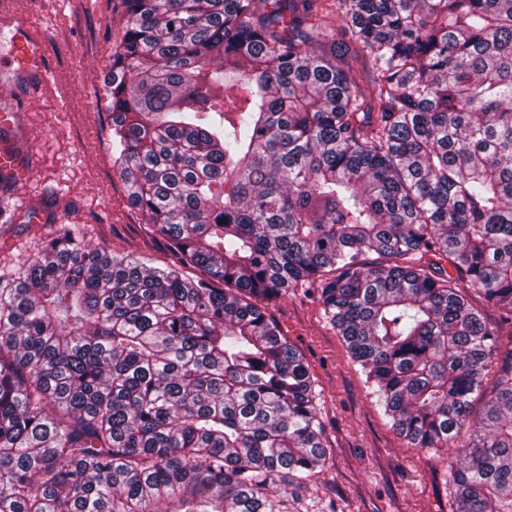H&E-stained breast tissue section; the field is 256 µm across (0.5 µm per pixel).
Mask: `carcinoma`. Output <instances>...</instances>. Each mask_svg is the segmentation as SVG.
<instances>
[{"mask_svg":"<svg viewBox=\"0 0 512 512\" xmlns=\"http://www.w3.org/2000/svg\"><path fill=\"white\" fill-rule=\"evenodd\" d=\"M337 2L126 0L113 164L171 259L65 225L0 276V512H299L305 286L451 512H512V348L458 284L512 317V0Z\"/></svg>","mask_w":512,"mask_h":512,"instance_id":"obj_1","label":"carcinoma"}]
</instances>
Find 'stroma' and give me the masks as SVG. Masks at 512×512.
Masks as SVG:
<instances>
[{
	"instance_id": "obj_1",
	"label": "stroma",
	"mask_w": 512,
	"mask_h": 512,
	"mask_svg": "<svg viewBox=\"0 0 512 512\" xmlns=\"http://www.w3.org/2000/svg\"><path fill=\"white\" fill-rule=\"evenodd\" d=\"M45 47V69L8 66L20 28ZM123 0H0V143L31 169L0 181V274L36 255L60 225L90 245L164 265L163 240L131 206L112 161L103 93L125 38ZM319 394L327 455L302 490L304 512H449L443 453L407 446L368 394L359 365L327 322L317 292L293 288L271 308Z\"/></svg>"
}]
</instances>
